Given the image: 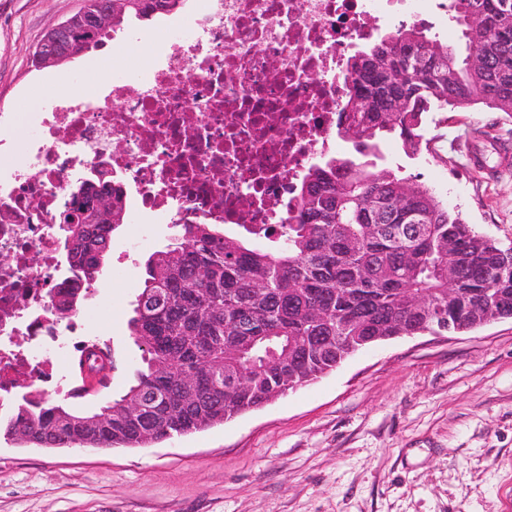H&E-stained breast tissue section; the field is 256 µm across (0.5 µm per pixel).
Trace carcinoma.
I'll list each match as a JSON object with an SVG mask.
<instances>
[{
  "label": "carcinoma",
  "mask_w": 512,
  "mask_h": 512,
  "mask_svg": "<svg viewBox=\"0 0 512 512\" xmlns=\"http://www.w3.org/2000/svg\"><path fill=\"white\" fill-rule=\"evenodd\" d=\"M186 2L112 0L98 25L87 14L106 0H87L86 14L72 15L70 49L34 66L69 62L132 21L174 15ZM449 11L464 56L412 24L350 57L336 135L351 152L311 168L288 223L244 225L235 235L218 224H179L182 247L150 254L129 319L142 365L124 393L79 412L20 368L0 386L22 391L0 416V437L41 448H140L221 425L302 386L368 346V336L429 332L450 310L470 327L512 317V252L401 170H375L389 136L409 157L427 147L431 112H512V0H449ZM410 46L431 63L414 78ZM70 208L77 221L66 225V258L77 275L50 297L58 320L87 300L112 233L129 221L122 189L101 180L73 194ZM71 366L80 384L69 399L85 398L109 387L114 357L88 343Z\"/></svg>",
  "instance_id": "obj_1"
}]
</instances>
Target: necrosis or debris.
Listing matches in <instances>:
<instances>
[{
	"label": "necrosis or debris",
	"mask_w": 512,
	"mask_h": 512,
	"mask_svg": "<svg viewBox=\"0 0 512 512\" xmlns=\"http://www.w3.org/2000/svg\"><path fill=\"white\" fill-rule=\"evenodd\" d=\"M434 2L197 0L178 21L187 36L163 39L137 91L115 78L48 112L1 113L0 127L37 134L0 140V253L16 259L0 265V380L22 365L52 382L43 357L76 333L47 312L70 278L54 216L73 183L109 168L131 213L166 224L286 223L302 176L338 150L352 48L378 21L427 22Z\"/></svg>",
	"instance_id": "4bbe7bcc"
}]
</instances>
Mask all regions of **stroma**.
I'll list each match as a JSON object with an SVG mask.
<instances>
[{
  "instance_id": "stroma-1",
  "label": "stroma",
  "mask_w": 512,
  "mask_h": 512,
  "mask_svg": "<svg viewBox=\"0 0 512 512\" xmlns=\"http://www.w3.org/2000/svg\"><path fill=\"white\" fill-rule=\"evenodd\" d=\"M86 0H0V113L43 111L44 78L69 91L98 82L94 59L135 83L160 50L167 18L139 24L142 38L108 41L90 58L37 69L45 33ZM512 142V112L477 105L431 113L430 148L407 157L383 144L384 164L433 189L477 232L512 247V149L491 171L473 156L485 136ZM147 240L125 264L109 255L92 304L75 315L83 339L108 344L116 368L95 399L126 390L141 352L127 322L149 255L172 244L171 225H121L123 248L137 227ZM0 512H512V319L467 333L380 342L336 370L224 424L143 448H34L0 438Z\"/></svg>"
}]
</instances>
